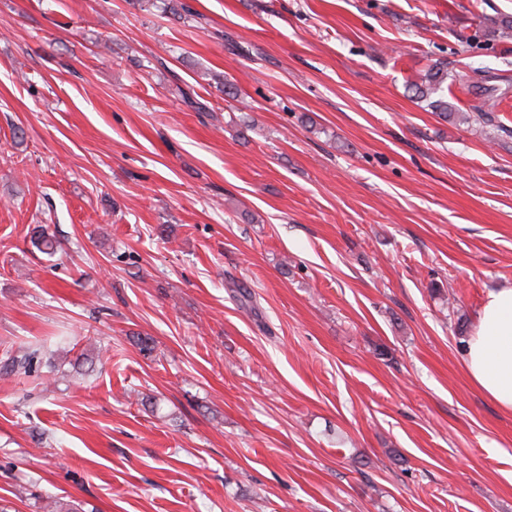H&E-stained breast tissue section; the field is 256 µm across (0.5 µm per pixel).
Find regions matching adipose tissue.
I'll list each match as a JSON object with an SVG mask.
<instances>
[{
  "mask_svg": "<svg viewBox=\"0 0 512 512\" xmlns=\"http://www.w3.org/2000/svg\"><path fill=\"white\" fill-rule=\"evenodd\" d=\"M465 363L479 390L512 413V288L487 295L466 342Z\"/></svg>",
  "mask_w": 512,
  "mask_h": 512,
  "instance_id": "obj_1",
  "label": "adipose tissue"
}]
</instances>
